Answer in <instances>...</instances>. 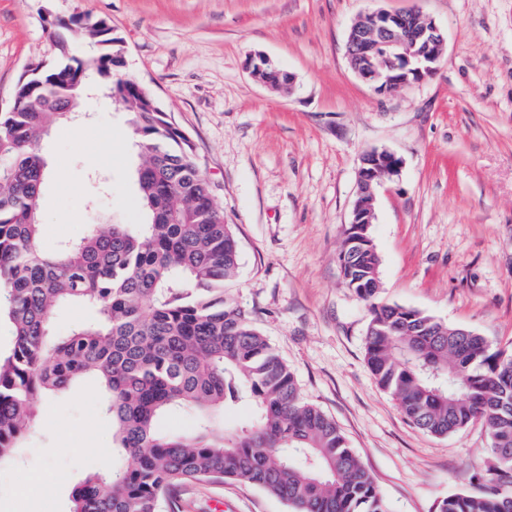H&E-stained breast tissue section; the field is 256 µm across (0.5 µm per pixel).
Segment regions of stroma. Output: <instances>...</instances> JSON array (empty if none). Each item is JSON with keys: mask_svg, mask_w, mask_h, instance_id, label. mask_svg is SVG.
Returning <instances> with one entry per match:
<instances>
[{"mask_svg": "<svg viewBox=\"0 0 512 512\" xmlns=\"http://www.w3.org/2000/svg\"><path fill=\"white\" fill-rule=\"evenodd\" d=\"M418 9L441 27L437 73L380 93L350 69L346 41L364 13ZM106 19L133 77L186 132L240 250L224 297L288 363L301 398L333 418L391 512H434L479 493L490 438L480 421L437 437L409 423L365 360L368 306L338 265L361 156L402 160L371 226L380 297L512 345V0H0V110L27 67L51 57L45 15ZM261 51L292 89L255 80ZM40 146L49 176L40 247L92 222L138 216L127 115L103 95ZM94 378L38 399L14 458L0 464V512H69L87 473L118 468ZM289 512L257 486L228 480L180 493L183 512Z\"/></svg>", "mask_w": 512, "mask_h": 512, "instance_id": "stroma-1", "label": "stroma"}]
</instances>
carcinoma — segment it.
Returning a JSON list of instances; mask_svg holds the SVG:
<instances>
[{"instance_id": "carcinoma-1", "label": "carcinoma", "mask_w": 512, "mask_h": 512, "mask_svg": "<svg viewBox=\"0 0 512 512\" xmlns=\"http://www.w3.org/2000/svg\"><path fill=\"white\" fill-rule=\"evenodd\" d=\"M55 58L19 80L13 112H0V463L30 431L36 400L87 376L105 391L112 439L128 465L87 475L71 512H180L175 490L230 479L257 486L292 512H389L336 423L303 401L288 364L239 307L224 299L239 249L212 206L189 137L133 79L111 87L125 107L138 158L142 222L88 225L77 241L38 246L47 165L40 143L71 121L90 72L112 80L124 41L104 19L74 15L46 27ZM87 39L94 54H70ZM371 225L349 224L338 253L344 282L370 311L365 358L377 385L418 429L446 436L479 419L491 438L480 495L454 493L436 512H512V350L422 311L379 299ZM92 307L97 318L61 338L56 310ZM250 408L243 423L215 415ZM190 409L194 427L162 422Z\"/></svg>"}]
</instances>
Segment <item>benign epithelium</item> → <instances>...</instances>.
Masks as SVG:
<instances>
[{
  "mask_svg": "<svg viewBox=\"0 0 512 512\" xmlns=\"http://www.w3.org/2000/svg\"><path fill=\"white\" fill-rule=\"evenodd\" d=\"M346 56L352 71L379 92L405 87L432 77L438 70L444 35L435 21L418 11L375 9L350 27ZM251 75L267 85L260 73L276 69V62L262 52L248 60ZM401 159L387 149L363 155L358 173L357 203L351 223L372 224V203L383 182L399 175Z\"/></svg>",
  "mask_w": 512,
  "mask_h": 512,
  "instance_id": "benign-epithelium-1",
  "label": "benign epithelium"
}]
</instances>
